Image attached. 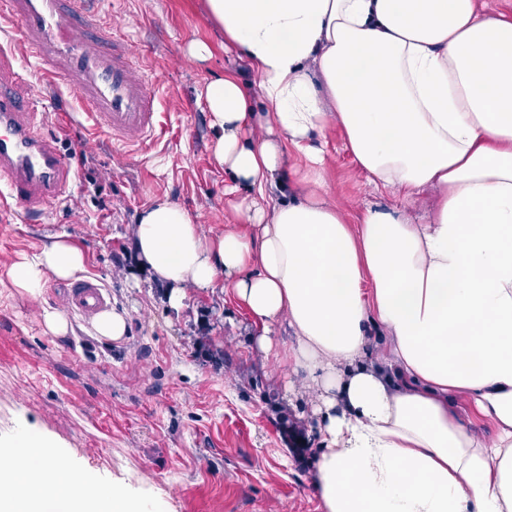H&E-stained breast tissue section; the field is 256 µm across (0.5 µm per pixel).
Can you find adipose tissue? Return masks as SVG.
I'll return each mask as SVG.
<instances>
[{
	"instance_id": "ef3b65f1",
	"label": "adipose tissue",
	"mask_w": 512,
	"mask_h": 512,
	"mask_svg": "<svg viewBox=\"0 0 512 512\" xmlns=\"http://www.w3.org/2000/svg\"><path fill=\"white\" fill-rule=\"evenodd\" d=\"M270 109L238 73L202 99L242 227L210 237L181 206L138 220L140 264L169 287L220 289L266 357L316 395L325 512H512V11L478 0H203ZM374 189L398 198L359 223L323 194L314 136L330 123ZM262 135H254V128ZM306 165L279 178L284 146ZM437 192L427 223L406 208ZM282 190L273 208L260 200ZM85 271L51 238L9 271L17 292ZM287 324L293 340L274 338ZM384 344H376V337ZM489 423L493 437L474 421ZM43 439L0 452V512H136L82 473L61 476Z\"/></svg>"
}]
</instances>
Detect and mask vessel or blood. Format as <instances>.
<instances>
[{
  "label": "vessel or blood",
  "instance_id": "obj_1",
  "mask_svg": "<svg viewBox=\"0 0 512 512\" xmlns=\"http://www.w3.org/2000/svg\"><path fill=\"white\" fill-rule=\"evenodd\" d=\"M0 21L18 27L27 59L59 77L78 108L92 118L113 147L150 139L161 124L156 80L140 72L130 40L116 36L97 0H0ZM29 71L0 43V208L43 215L76 180L74 162L46 132L21 88ZM70 308L86 318L107 309L110 296L96 281L71 284Z\"/></svg>",
  "mask_w": 512,
  "mask_h": 512
}]
</instances>
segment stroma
I'll return each mask as SVG.
<instances>
[{"mask_svg": "<svg viewBox=\"0 0 512 512\" xmlns=\"http://www.w3.org/2000/svg\"><path fill=\"white\" fill-rule=\"evenodd\" d=\"M101 9L159 77L162 125L146 145L116 152L85 114L49 115L60 150H85L100 183L78 168L71 194L37 224L17 208L0 212V280L20 254L67 235L86 254V277L127 313L128 331L100 340L68 311L67 282L48 280L36 298L0 287V437L47 439L62 472L82 470L103 490L121 485L143 512H322L309 393L284 399L287 369L266 358L221 292L187 289L175 311L164 287L136 274L138 216L155 202L179 204L211 234L235 228L198 96L244 63L189 57L191 40L216 38L201 0H101ZM324 140L331 202L355 218L393 204L354 166L338 127ZM46 308L66 313L68 335L44 332Z\"/></svg>", "mask_w": 512, "mask_h": 512, "instance_id": "stroma-1", "label": "stroma"}]
</instances>
